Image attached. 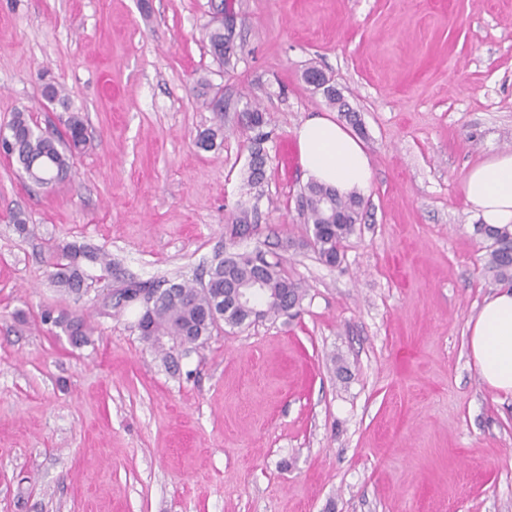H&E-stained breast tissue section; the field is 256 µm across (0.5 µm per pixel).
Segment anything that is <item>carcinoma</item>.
Instances as JSON below:
<instances>
[{
  "label": "carcinoma",
  "instance_id": "carcinoma-1",
  "mask_svg": "<svg viewBox=\"0 0 512 512\" xmlns=\"http://www.w3.org/2000/svg\"><path fill=\"white\" fill-rule=\"evenodd\" d=\"M231 13L226 0H219L214 8V25L207 28L202 40L219 64L229 62L234 52L231 34L224 28V14ZM324 72L312 67L305 73V80L323 93L330 106L342 112L353 125H358L357 115L349 111L342 95L331 85L324 84ZM253 121L242 126L243 133L250 134L248 157V182L261 186L266 179L267 153L264 131L270 119L259 106L247 105ZM65 134L54 137L44 134L30 113L18 111L8 124L9 138L0 143L4 158L17 166L20 176L41 187L52 186L66 179L73 168L77 155L86 145L85 126L78 115L69 117ZM298 207L304 223L312 226L307 245L318 254L320 260L333 265L339 260L343 242L355 231L359 223L363 200L355 192L340 194L336 189L311 181L305 185L298 199ZM255 223V208L242 202L229 224L230 236L241 238L250 234ZM479 232L489 241L486 267L494 282L512 283V225H477ZM52 256L53 281L65 296H80L87 274L85 265L102 261L100 254L91 248L68 243L55 248ZM207 281L194 286L173 282L165 288H148L132 282L118 294L125 303L138 302L143 312L137 329L141 338L154 351L162 354L167 364L174 362V353H187L203 347L212 330L219 322L230 327L250 325L258 320H274L288 314V306L297 307L304 289L291 281L281 271V258L267 260L261 252L226 253L217 257L207 271ZM259 277L265 290L256 302L245 307L224 308V291ZM40 320L45 325L60 328L71 337L75 346L91 342L92 329L87 317L76 316L64 309L46 308Z\"/></svg>",
  "mask_w": 512,
  "mask_h": 512
}]
</instances>
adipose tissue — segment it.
<instances>
[{"label": "adipose tissue", "mask_w": 512, "mask_h": 512, "mask_svg": "<svg viewBox=\"0 0 512 512\" xmlns=\"http://www.w3.org/2000/svg\"><path fill=\"white\" fill-rule=\"evenodd\" d=\"M299 162L313 181L348 193L368 186L371 169L361 142L344 126L317 115L295 131ZM466 200L484 223L512 224V152L496 153L471 167L463 181ZM469 349L481 380L512 394V290L487 296L468 322Z\"/></svg>", "instance_id": "1"}]
</instances>
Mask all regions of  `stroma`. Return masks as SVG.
Segmentation results:
<instances>
[{"label": "stroma", "mask_w": 512, "mask_h": 512, "mask_svg": "<svg viewBox=\"0 0 512 512\" xmlns=\"http://www.w3.org/2000/svg\"><path fill=\"white\" fill-rule=\"evenodd\" d=\"M228 2L222 68L202 41L210 0H0V126L77 112L87 135L48 189L0 157V512H512V394L467 346L497 286L463 192L512 152V0ZM310 67L358 113L372 170L335 266L296 203V128L345 121ZM249 102L271 119L267 180L233 239ZM71 242L108 259L78 298L46 261ZM257 250L303 286L297 315L219 325L177 368L141 340L139 308L115 305L128 282L193 283L216 254ZM48 307L89 315L90 344L42 324ZM254 218L255 208L249 207L246 202H241L231 224H228L230 236L232 238H241L249 235L254 228Z\"/></svg>", "instance_id": "1"}]
</instances>
